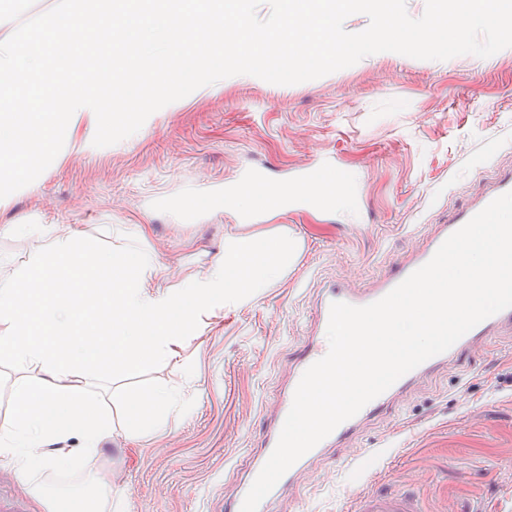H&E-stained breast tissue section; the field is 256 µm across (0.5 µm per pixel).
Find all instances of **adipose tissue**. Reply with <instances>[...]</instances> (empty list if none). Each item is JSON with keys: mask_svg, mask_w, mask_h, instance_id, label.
Here are the masks:
<instances>
[{"mask_svg": "<svg viewBox=\"0 0 512 512\" xmlns=\"http://www.w3.org/2000/svg\"><path fill=\"white\" fill-rule=\"evenodd\" d=\"M95 245L65 224H8L0 235L25 241L26 260L0 270V392L10 413L0 424V463L10 465L46 512L61 500L33 484L36 472L70 470L92 485L81 512H121L126 487L103 460L113 435L148 444L167 435L170 416L189 404L182 367L190 336L170 313L192 319L256 300L298 259L302 240L290 228L273 235L226 237L217 259L180 276L137 248L148 224H113ZM148 367L169 375L144 397L124 394L118 413L106 404L113 377Z\"/></svg>", "mask_w": 512, "mask_h": 512, "instance_id": "ef3b65f1", "label": "adipose tissue"}]
</instances>
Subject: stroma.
Masks as SVG:
<instances>
[{"mask_svg": "<svg viewBox=\"0 0 512 512\" xmlns=\"http://www.w3.org/2000/svg\"><path fill=\"white\" fill-rule=\"evenodd\" d=\"M72 124L53 163L0 207L1 224H70L107 241L113 224H149L146 250L198 268L225 235L272 234L277 216L238 228L225 214L172 225L194 193L258 168L286 183L292 168L334 156L359 193L293 223L303 249L264 296L210 318L189 362L190 414L152 448L116 437L104 458L128 489V512H224L260 453L276 390L314 329L327 282L368 287L428 236L449 206L512 167V47L487 57L418 60L382 52L296 85L235 75L153 113L133 136L92 144ZM388 447L384 457L370 448ZM377 488L414 491L423 512H512V335L477 342L331 448L269 512H348Z\"/></svg>", "mask_w": 512, "mask_h": 512, "instance_id": "35a3bbf8", "label": "stroma"}]
</instances>
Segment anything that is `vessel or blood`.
I'll return each mask as SVG.
<instances>
[{"mask_svg":"<svg viewBox=\"0 0 512 512\" xmlns=\"http://www.w3.org/2000/svg\"><path fill=\"white\" fill-rule=\"evenodd\" d=\"M333 165L327 161H314L299 168L288 187L271 182L263 171L250 170L242 174L238 181L226 184L222 203L231 204L237 191L246 190L257 200L255 212L244 215L243 223H257L267 211H281L291 216L318 213L331 209L337 191L343 190L344 182L338 181L332 173ZM512 191V168L500 171L485 186L483 191L469 200L459 209L441 221L435 232L412 253L396 262L394 269L381 276L375 284L364 290L331 284L323 288L318 298L315 318L316 326L327 329L330 306L335 302H345L354 306L373 303L400 284L415 270L426 264L441 244L455 231L465 225L474 215L485 208L498 196ZM512 333V308L496 313L462 336L450 349L420 364L399 378L389 389L366 404L355 416L337 426L319 445L302 456L275 485V492L281 493L296 484L308 464L322 453L333 447L352 432L370 415L377 412L398 396L405 393L417 381L427 377L442 365L456 360L471 344L483 338ZM323 351L316 338L302 340V352L288 378L287 387L278 396L272 412V423L266 433L262 455L270 457L275 449L286 416L292 406L296 387L306 369L321 359ZM353 512H421L420 503L410 493H387L366 491L356 500Z\"/></svg>","mask_w":512,"mask_h":512,"instance_id":"vessel-or-blood-1","label":"vessel or blood"}]
</instances>
